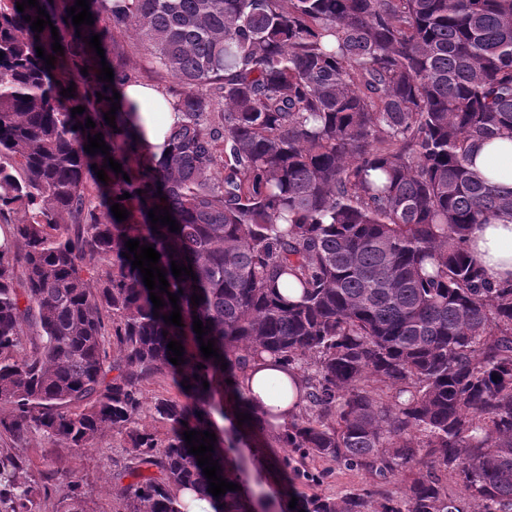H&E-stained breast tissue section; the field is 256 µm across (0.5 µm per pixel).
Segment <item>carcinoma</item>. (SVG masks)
Masks as SVG:
<instances>
[{
	"instance_id": "obj_1",
	"label": "carcinoma",
	"mask_w": 512,
	"mask_h": 512,
	"mask_svg": "<svg viewBox=\"0 0 512 512\" xmlns=\"http://www.w3.org/2000/svg\"><path fill=\"white\" fill-rule=\"evenodd\" d=\"M18 2L0 0V224L18 246L0 250V437L86 448L125 433L133 482L117 512H187L186 491L217 512H256L244 489L208 492L189 429L215 433L212 457L238 485L235 450L259 436L303 460L408 474L407 512H462L450 475L482 512H512V283L485 281L466 253L474 225L512 220V190L470 170L478 144L512 138V0H89L94 24L79 37L75 0H38L62 55L50 27L31 30L37 9ZM115 28L180 88L161 158L144 152L125 109L117 128L105 122L113 91L136 80ZM96 133L129 180L84 151ZM157 205L180 230L153 232ZM129 239L160 253L183 326L163 320L167 293L154 316L124 257ZM173 260L198 281L177 280ZM195 317L223 360L202 357ZM172 340L185 348L179 366ZM264 353L305 380L282 430L239 391ZM157 375L178 395L149 405L143 387ZM146 411L165 438L131 427ZM239 413L251 419L240 426ZM20 468L0 452V504L36 512L50 488L16 483ZM59 512H91L80 481ZM291 512L402 509L362 493Z\"/></svg>"
}]
</instances>
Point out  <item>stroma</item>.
I'll list each match as a JSON object with an SVG mask.
<instances>
[{
	"label": "stroma",
	"instance_id": "35a3bbf8",
	"mask_svg": "<svg viewBox=\"0 0 512 512\" xmlns=\"http://www.w3.org/2000/svg\"><path fill=\"white\" fill-rule=\"evenodd\" d=\"M22 467L16 481L22 485H48L51 494L41 500L39 512H57L60 502L68 492L71 480H80L91 501L94 512H117L118 495L129 480L121 470L127 462L126 437L109 430L98 437L88 448H69L61 441L37 434L30 435L23 447L17 448ZM267 456L289 458L291 466L248 467L243 474L247 486L270 501H277L281 491L303 499L310 496L340 498L351 493L370 492L378 496L401 499L403 479L384 481L363 471L322 459L300 460L298 453L283 448H270ZM315 473L314 481L296 477V467Z\"/></svg>",
	"mask_w": 512,
	"mask_h": 512
}]
</instances>
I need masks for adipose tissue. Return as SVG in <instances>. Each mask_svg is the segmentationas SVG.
I'll list each match as a JSON object with an SVG mask.
<instances>
[{"instance_id": "1", "label": "adipose tissue", "mask_w": 512, "mask_h": 512, "mask_svg": "<svg viewBox=\"0 0 512 512\" xmlns=\"http://www.w3.org/2000/svg\"><path fill=\"white\" fill-rule=\"evenodd\" d=\"M119 94L126 110L132 114L142 148L155 156H163L167 130L179 118L171 98L156 86L143 83L125 84ZM472 169L495 186L512 188V140L505 138L482 146L473 158ZM469 256L486 281L501 283L512 280V222L493 219L489 223L475 225L470 235ZM272 377L286 385L288 402L277 403L270 394L267 381ZM300 386L301 377L296 368L275 362L265 354L255 360L241 389L258 410L277 406L280 416L276 424L283 427L290 420L292 399Z\"/></svg>"}]
</instances>
